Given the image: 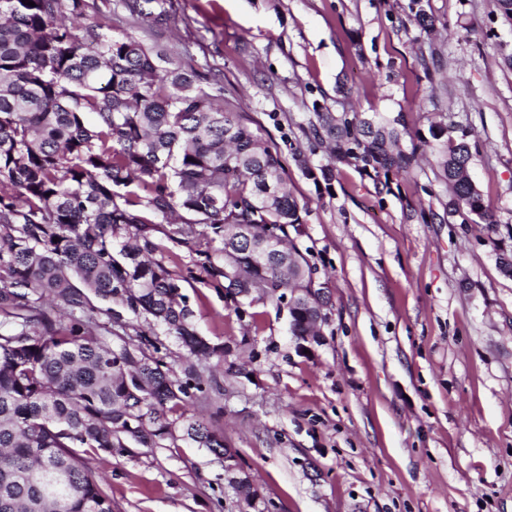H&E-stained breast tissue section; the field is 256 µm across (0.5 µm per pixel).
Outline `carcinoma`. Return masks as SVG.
Listing matches in <instances>:
<instances>
[{
	"instance_id": "obj_1",
	"label": "carcinoma",
	"mask_w": 512,
	"mask_h": 512,
	"mask_svg": "<svg viewBox=\"0 0 512 512\" xmlns=\"http://www.w3.org/2000/svg\"><path fill=\"white\" fill-rule=\"evenodd\" d=\"M0 0V512H104L100 477L75 449L165 448L191 441L222 454L224 434L183 406L204 372L184 378L149 351L161 329L188 357L224 362L199 335L180 280L153 236L189 244L238 303L287 301L290 332L315 336L328 298L296 244L301 205L277 150L228 108L208 78L99 20L77 34L58 22L84 0ZM169 20L171 0H126ZM420 32L437 31L411 0ZM442 50L422 55L439 72ZM314 143L333 159L389 177L429 151L452 190L448 214L484 223L467 134L430 128L401 147L398 119L316 113ZM143 322L141 344L121 330Z\"/></svg>"
}]
</instances>
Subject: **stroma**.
<instances>
[{
  "label": "stroma",
  "mask_w": 512,
  "mask_h": 512,
  "mask_svg": "<svg viewBox=\"0 0 512 512\" xmlns=\"http://www.w3.org/2000/svg\"><path fill=\"white\" fill-rule=\"evenodd\" d=\"M410 0H174L172 23L87 0L184 68L276 145L300 203L297 244L330 298L323 340L298 351L285 304H234L203 257L168 244L202 336L226 368L188 415L223 432L275 512H512V20L493 0H430L444 68L428 81ZM377 113L410 132L466 131L493 221L448 214L435 158L383 180L351 162L330 187L306 168L316 107ZM112 512H238L205 448L84 452Z\"/></svg>",
  "instance_id": "obj_1"
}]
</instances>
